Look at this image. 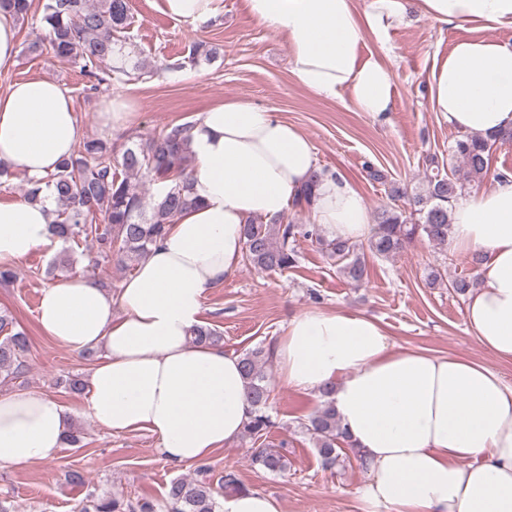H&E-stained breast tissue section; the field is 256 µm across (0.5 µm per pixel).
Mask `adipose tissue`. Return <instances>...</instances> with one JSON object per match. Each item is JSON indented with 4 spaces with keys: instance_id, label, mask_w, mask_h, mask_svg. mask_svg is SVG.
<instances>
[{
    "instance_id": "adipose-tissue-1",
    "label": "adipose tissue",
    "mask_w": 512,
    "mask_h": 512,
    "mask_svg": "<svg viewBox=\"0 0 512 512\" xmlns=\"http://www.w3.org/2000/svg\"><path fill=\"white\" fill-rule=\"evenodd\" d=\"M249 13L291 47V73L325 97L348 92L358 111H393L385 43L408 11L437 24L512 30V0H246ZM431 105L457 132L512 129V40L459 42L430 76ZM83 132L72 101L47 78L0 92V164L25 176L37 200L0 201V264L49 243L57 209L47 179ZM186 172L198 201L178 216L117 292L84 276L42 288L37 322L66 350L96 351L83 412L111 433L146 430L166 463L211 462L248 419L246 380L223 344L192 340L209 288L231 278L251 219L286 217L316 181L312 223L359 242L374 232L363 197L338 170L320 171L295 125L229 99L199 113ZM451 247L477 252L479 284L465 318L478 342L512 361V173L459 196ZM283 385L329 390L340 423L367 460L362 512H512V386L486 363L394 346L375 319L313 308L293 316L274 349ZM71 412L41 393L0 396V467L57 461Z\"/></svg>"
}]
</instances>
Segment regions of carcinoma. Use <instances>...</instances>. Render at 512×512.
Segmentation results:
<instances>
[{"mask_svg": "<svg viewBox=\"0 0 512 512\" xmlns=\"http://www.w3.org/2000/svg\"><path fill=\"white\" fill-rule=\"evenodd\" d=\"M129 20V0H47L40 18L52 53L79 62L89 78L91 91L114 76H127L132 71L144 74L145 64L132 59L122 36ZM189 130L188 124L173 125L157 137L120 146L99 138L84 141L82 148L62 160L57 172L47 179L57 200L52 237L65 244L89 241L96 245L99 257L125 269L139 265L174 220L197 205L184 177L150 205L145 201L142 181L147 177L159 182L175 171L184 173L189 156ZM494 143L511 144L512 131L496 134L491 142L477 134L457 138L451 146L455 169L449 173L436 172L428 178L425 190L410 197L398 189L392 190V203L379 210L375 233L361 246L328 239L316 224L254 220L243 227L246 259L260 270L282 273L296 266L298 241L311 240L339 262V270L346 279L359 284L368 276L370 257L392 259L420 238L444 246L451 233L454 201L466 183L480 181L488 174ZM405 197L409 198V213L397 205ZM28 349L26 333L16 329L8 314L1 313V381L21 377ZM241 362L251 406L243 434L257 442L274 426L269 414L271 389L263 367V351H248L241 355ZM305 429L324 468L341 466L351 455L365 465L362 452L347 437L330 401H324L309 415ZM251 462L272 473L288 468L286 456L266 446L253 450ZM209 472L210 467L201 466L193 481L172 479L165 493L168 512H217V491L207 480ZM159 509L160 504L145 496L134 500L113 496L91 499L80 512Z\"/></svg>", "mask_w": 512, "mask_h": 512, "instance_id": "cac0c4a2", "label": "carcinoma"}]
</instances>
